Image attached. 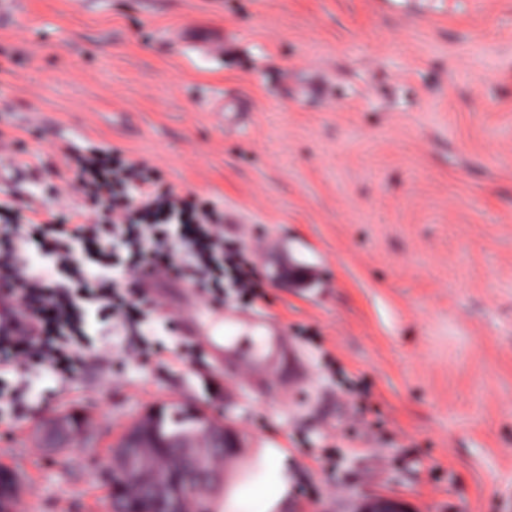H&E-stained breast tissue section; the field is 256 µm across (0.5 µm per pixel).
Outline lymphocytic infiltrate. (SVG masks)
<instances>
[{
    "label": "lymphocytic infiltrate",
    "mask_w": 512,
    "mask_h": 512,
    "mask_svg": "<svg viewBox=\"0 0 512 512\" xmlns=\"http://www.w3.org/2000/svg\"><path fill=\"white\" fill-rule=\"evenodd\" d=\"M70 182L96 204L56 215L14 211L0 199V373L23 377L46 368L64 378L78 373L82 339L95 325L118 333L173 317L141 293L138 274L152 269L216 300L232 286L245 302L265 296L252 251L224 236V207L197 203L162 187L155 168L109 150L76 157ZM34 238L47 242L45 262L25 253ZM124 248L126 262L114 261ZM95 266L77 262L78 253Z\"/></svg>",
    "instance_id": "obj_1"
}]
</instances>
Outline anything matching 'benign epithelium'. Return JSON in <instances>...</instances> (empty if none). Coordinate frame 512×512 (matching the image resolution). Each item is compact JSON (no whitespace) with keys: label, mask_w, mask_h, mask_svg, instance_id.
<instances>
[{"label":"benign epithelium","mask_w":512,"mask_h":512,"mask_svg":"<svg viewBox=\"0 0 512 512\" xmlns=\"http://www.w3.org/2000/svg\"><path fill=\"white\" fill-rule=\"evenodd\" d=\"M161 407L131 424L112 448L111 512H187L190 498L199 512H214L213 496L224 488L223 463L241 447L237 434L194 409L195 426L164 439L158 435ZM85 421L72 414L45 419L38 426L41 448H64ZM163 448L173 449L177 466L165 464ZM21 488L15 470L0 467V512H12ZM364 512H406L400 503L379 499Z\"/></svg>","instance_id":"benign-epithelium-1"}]
</instances>
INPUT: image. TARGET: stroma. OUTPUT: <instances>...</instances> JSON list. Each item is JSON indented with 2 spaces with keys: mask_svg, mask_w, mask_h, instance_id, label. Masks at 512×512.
Masks as SVG:
<instances>
[{
  "mask_svg": "<svg viewBox=\"0 0 512 512\" xmlns=\"http://www.w3.org/2000/svg\"><path fill=\"white\" fill-rule=\"evenodd\" d=\"M0 24V133L18 208L78 203L68 151L146 161L179 193L224 203V233L256 251L266 297L225 294L223 346L288 362L233 378L197 352L122 370L85 342L72 379L0 385V465L28 512H109L114 443L148 408L196 406L242 442L226 480L284 449L280 512H505L512 497V0H23ZM224 39L223 54L205 37ZM247 101L218 123L219 97ZM378 412L370 423L346 387ZM90 421L38 447L51 415Z\"/></svg>",
  "mask_w": 512,
  "mask_h": 512,
  "instance_id": "stroma-1",
  "label": "stroma"
}]
</instances>
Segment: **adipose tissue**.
Returning a JSON list of instances; mask_svg holds the SVG:
<instances>
[{
    "label": "adipose tissue",
    "mask_w": 512,
    "mask_h": 512,
    "mask_svg": "<svg viewBox=\"0 0 512 512\" xmlns=\"http://www.w3.org/2000/svg\"><path fill=\"white\" fill-rule=\"evenodd\" d=\"M289 487L285 453L279 448L262 449L256 471L225 498L224 512H278Z\"/></svg>",
    "instance_id": "1"
}]
</instances>
